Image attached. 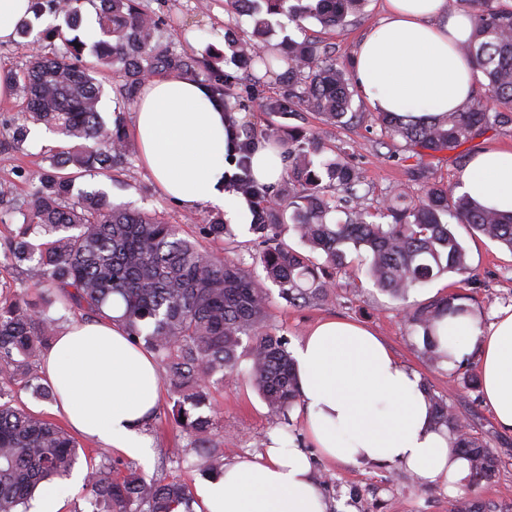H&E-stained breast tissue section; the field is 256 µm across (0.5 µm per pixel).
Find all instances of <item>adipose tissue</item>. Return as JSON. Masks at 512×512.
<instances>
[{"label":"adipose tissue","mask_w":512,"mask_h":512,"mask_svg":"<svg viewBox=\"0 0 512 512\" xmlns=\"http://www.w3.org/2000/svg\"><path fill=\"white\" fill-rule=\"evenodd\" d=\"M471 32V18L449 12L448 0H384L382 18L355 47V85L377 112L425 122L456 110L473 88L474 63L458 49ZM132 136L165 196L187 211L218 205L231 223H248L247 210L224 192V107L207 88L174 75L149 79ZM461 181L483 208L512 213V149L478 152ZM433 335L454 360L477 352L484 400L497 424L512 431V309L485 327L470 316L443 319ZM293 358L305 426L325 457L352 466L398 464L422 484L469 485L470 464L436 425L420 375L371 330L321 322ZM42 364L77 432L131 456L147 453L140 429L159 401L157 367L119 327L74 324ZM197 495L202 512H327L300 448L271 447L225 465Z\"/></svg>","instance_id":"ef3b65f1"}]
</instances>
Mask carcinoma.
<instances>
[{"label":"carcinoma","instance_id":"cac0c4a2","mask_svg":"<svg viewBox=\"0 0 512 512\" xmlns=\"http://www.w3.org/2000/svg\"><path fill=\"white\" fill-rule=\"evenodd\" d=\"M67 28L81 25L82 8L95 9L99 33L94 60L83 59L86 42L66 38L55 26L45 40H59L53 56H30L14 76L23 97L21 119L13 139L28 135V124L57 134L62 145L50 169L38 173L39 185L16 201L7 213H19L6 243L4 257L16 268L33 264L34 291L12 290L0 295V512H27L43 484L67 477L79 458L80 442L52 418L28 410L17 401L14 387L24 384L38 397L54 396L34 366L46 352L59 319L49 315L56 304L82 319L120 326L137 346L152 353L162 368L160 378L176 396L171 409L177 427L190 439L199 470L215 477L223 472L224 454L213 443L212 387L238 370V349L249 340L251 379L272 412L289 423L288 413L300 399L295 362L288 340L269 322L270 295L240 262L224 256L229 225L218 220L202 224L198 235L144 212L112 202L100 191L74 192L76 180L96 174L107 178L139 153L121 121L108 126L99 105L105 92L98 76L120 82L125 98L133 99L152 76L174 72L199 79L201 61L174 42L161 40L152 10L135 0H46ZM473 22L472 34L460 46L475 60L476 78L470 98L457 110L427 123L378 113L385 132L404 140L417 159L414 177L425 182L416 203L395 189L385 210L389 224L368 220L357 186L361 176L343 158L323 163L322 135L288 134L283 140L288 160L278 188L281 207L262 204L251 224L258 234L257 259L265 279L290 303L303 307L328 300L336 287L333 274L348 267L347 251L367 263V274L380 290L405 300L418 286L453 273L460 282L476 281L466 250L450 228L465 224L512 252V214L478 207L465 193L432 177L427 158L454 153L490 130L512 126V6L502 0H460ZM234 10L255 17L256 42L238 44L241 62H258L273 72V62L258 52L272 15L286 14L297 26L308 18L324 29H336L359 13L364 0H230ZM276 59L287 64L288 88L259 104L267 113L313 112L326 127L356 118L351 102L356 93L350 69L336 60L321 40L288 39ZM209 88L224 99V73L206 67ZM242 188L262 199L269 187L250 177L245 162ZM5 213V214H7ZM0 212V222H5ZM318 254L313 257L288 244L284 228ZM208 241L207 247L202 241ZM458 292L423 305L402 308L407 324L420 329L426 347L438 361L444 355L431 330L445 316L478 317ZM436 424L446 426L453 447L466 456L472 484L489 482L496 462L472 426L443 399L432 396ZM84 512H195L190 487L163 474L145 476L129 464L104 457L89 466L84 480Z\"/></svg>","mask_w":512,"mask_h":512}]
</instances>
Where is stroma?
Returning a JSON list of instances; mask_svg holds the SVG:
<instances>
[{
    "instance_id": "1",
    "label": "stroma",
    "mask_w": 512,
    "mask_h": 512,
    "mask_svg": "<svg viewBox=\"0 0 512 512\" xmlns=\"http://www.w3.org/2000/svg\"><path fill=\"white\" fill-rule=\"evenodd\" d=\"M207 2V9L201 11L196 7V0H147L159 18L161 29L178 47L200 58L207 57L213 49L223 53L219 66L225 81L232 84L225 106L234 111L246 129L259 133L270 123L284 133L319 129L317 120L309 112L271 116L259 111L262 97L280 90L281 85L271 76L265 77L263 85H254L225 39L230 32L237 40H248L253 21L232 10L226 0ZM381 15L382 0H366L361 14L349 17L346 26L336 31L323 30L310 19L298 26L279 16L272 21L267 42L277 48L288 37L301 40L315 36L335 47L337 60L343 61L352 58L358 40ZM21 102L18 94L0 102V182L12 183L18 197L32 192L38 172L49 168L53 151L59 144L56 135L38 125L31 126L25 142H13L9 128L17 118ZM351 109L363 113V120L321 129L327 143L323 161L335 160L344 152L349 154L363 177L359 194L373 215H380L386 197L394 188H405L411 198H419L422 184L411 177L414 160L410 153L402 151L401 139L384 133L375 121L374 111L361 96L353 97ZM76 187L84 191H105L114 202L156 215L168 223L183 225L190 234L197 225L225 215L222 207L213 205L202 206L194 212L179 208L163 197L139 158L115 172L113 179L87 176L79 179ZM453 231L465 246L477 274L475 288L468 291L470 303L481 312L480 324H489L501 310L512 307V252L464 225H454ZM348 260L350 269L336 274L335 293L321 305L297 307L280 296H273L271 315L278 333L294 346L316 323L336 317L374 330L402 363L421 376L431 393L454 407L486 442L496 459L492 482L452 495L445 484L417 483L398 465L357 468L324 459L308 436L300 406H293L289 412L291 428L281 426L249 382L251 362L245 357L240 360L239 376L225 379L213 388V440L223 449L225 462L257 455L270 446L305 449L329 512H449L451 505L463 502L481 506L486 512H512V431L498 426L483 401L479 384H469L464 379L466 365L476 362V354H469L467 362L453 366L435 362L421 336L403 319V303L423 304L447 293L454 275L448 274L418 287L407 301L401 302L374 287L365 273L353 269L356 254H349ZM171 408L169 393H162L151 424L141 430L152 453L140 460L139 465L148 476L157 469H164L167 476L183 480L195 491L204 484L205 478L196 466L197 457L190 449L189 439L172 421Z\"/></svg>"
}]
</instances>
